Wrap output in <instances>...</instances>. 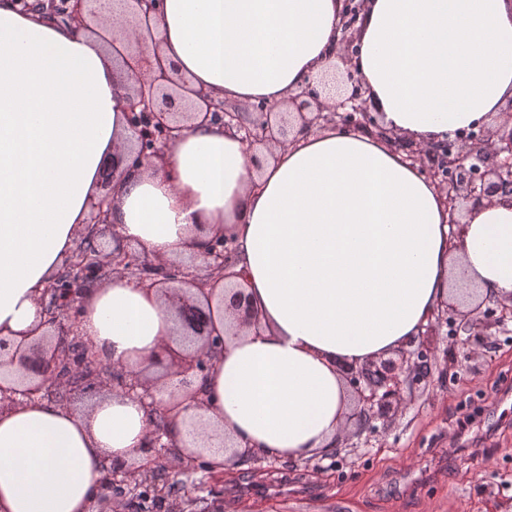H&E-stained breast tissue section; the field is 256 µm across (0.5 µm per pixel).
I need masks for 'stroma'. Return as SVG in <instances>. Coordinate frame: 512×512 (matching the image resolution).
Returning a JSON list of instances; mask_svg holds the SVG:
<instances>
[{
  "label": "stroma",
  "mask_w": 512,
  "mask_h": 512,
  "mask_svg": "<svg viewBox=\"0 0 512 512\" xmlns=\"http://www.w3.org/2000/svg\"><path fill=\"white\" fill-rule=\"evenodd\" d=\"M487 350L465 358L448 341V379L415 391L369 446L345 455L340 471L256 459L224 472V512H512V330H492ZM479 396V415L496 414L483 455L453 452L452 422Z\"/></svg>",
  "instance_id": "35a3bbf8"
}]
</instances>
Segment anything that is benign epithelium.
I'll list each match as a JSON object with an SVG mask.
<instances>
[{"mask_svg":"<svg viewBox=\"0 0 512 512\" xmlns=\"http://www.w3.org/2000/svg\"><path fill=\"white\" fill-rule=\"evenodd\" d=\"M119 5L130 17L148 18L159 13L163 0H109ZM22 13L43 12L49 4L50 16L59 22L78 18L97 20L103 0H11ZM365 0H343L339 23L342 46L339 55L344 64L342 87L336 79L322 76L306 79L299 91L290 97L283 111L265 102L252 104L245 112L224 108L214 102L207 92L194 91L202 102L197 105L182 94L183 83L175 73L167 72L159 56L149 58L142 50V40L128 45L126 67L131 79L126 126L131 148L118 150L102 165L101 191L90 201L88 226L91 235H82L77 249L65 262V267L46 285L44 305L48 314L46 336L35 341L13 342L0 339V367L13 369L22 378H37L35 386L0 387V406L18 402L17 396L31 398L47 386L61 395L86 390L99 392L114 381L112 373L98 366L97 373L88 374L94 364L87 346L75 335L83 311V296L88 288L100 282L109 268L114 273L129 275L141 285L158 289L172 306L183 335L194 345V351L178 356L166 354L155 361L165 367L163 376H177L180 386L188 387L202 378L212 367L211 359L224 347V333L212 315L213 298H218L224 313L230 315L240 328L259 327V314L250 296L242 288L227 290L224 280L236 276L229 271L235 253L234 241L222 233L212 236L194 262H156L124 243L109 219L112 184L134 169L147 168L181 132L195 121L211 122L242 133L241 139L253 151V164L260 166L255 154L260 148L284 145L325 125L345 130L377 132L391 146L406 153L407 158L420 164L421 172L445 192L444 204L448 224L458 227L465 213L485 202L512 205V103L490 125L462 130L453 138L437 141L423 148L420 145L387 134L379 129L367 107V99L355 64L358 53L353 32L362 14ZM109 232L111 245L101 242ZM512 321V297L492 304L480 303L472 310H462L452 303L434 311L425 330L409 345L354 367L340 366L354 401L351 419L357 428L354 436L357 448L377 434L402 409L405 392L434 383L433 368L448 358V349L440 348L439 336L464 337L470 351L486 343V329ZM447 331H442V328ZM153 381L133 379L121 382L122 389L140 400L157 405ZM164 419L156 420L143 452L146 461L138 466L112 463L106 468L95 512H105L102 502L109 494L120 490L119 500L125 512H137L142 493L153 492L163 498L164 512H188L181 498L167 495L168 487L181 484V477L192 474L207 460L209 449L198 448L185 456L173 457L174 444Z\"/></svg>","mask_w":512,"mask_h":512,"instance_id":"benign-epithelium-1","label":"benign epithelium"}]
</instances>
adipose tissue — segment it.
<instances>
[{"label":"adipose tissue","mask_w":512,"mask_h":512,"mask_svg":"<svg viewBox=\"0 0 512 512\" xmlns=\"http://www.w3.org/2000/svg\"><path fill=\"white\" fill-rule=\"evenodd\" d=\"M341 0H163L138 28L60 26L0 0V336L40 334L46 284L87 228L104 158L123 146L120 55L141 34L190 89L287 102L338 63ZM356 62L380 127L420 144L491 123L512 101V0H367ZM110 219L150 258L219 233L259 330L227 337L192 392L159 379L156 408L115 392L85 411L38 396L0 408V512H92L106 465L139 464L156 413L177 453L212 438L244 457L304 461L339 444L340 365L407 344L452 289L512 293V207L473 210L450 237L440 190L377 136L329 126L254 172L236 130H186L112 190ZM176 331L157 290L116 275L89 288L78 335L120 376Z\"/></svg>","instance_id":"ef3b65f1"}]
</instances>
